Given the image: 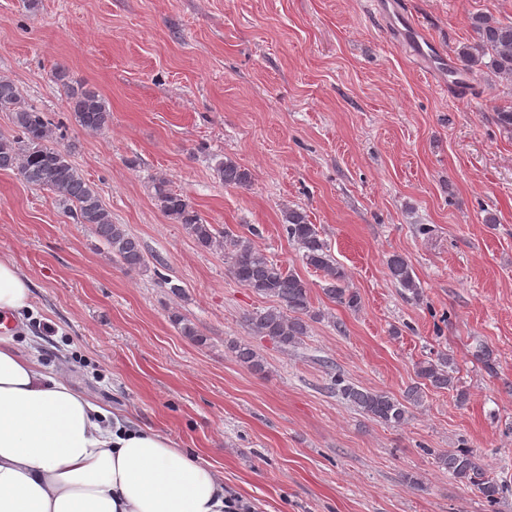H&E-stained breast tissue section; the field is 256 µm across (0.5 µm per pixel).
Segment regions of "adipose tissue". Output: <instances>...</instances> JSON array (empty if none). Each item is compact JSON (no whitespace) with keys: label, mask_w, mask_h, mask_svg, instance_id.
<instances>
[{"label":"adipose tissue","mask_w":512,"mask_h":512,"mask_svg":"<svg viewBox=\"0 0 512 512\" xmlns=\"http://www.w3.org/2000/svg\"><path fill=\"white\" fill-rule=\"evenodd\" d=\"M31 282L0 258V316ZM0 512H224V477L76 391L0 336Z\"/></svg>","instance_id":"1"}]
</instances>
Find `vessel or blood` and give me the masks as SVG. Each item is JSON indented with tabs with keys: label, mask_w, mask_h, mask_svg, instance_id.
Returning <instances> with one entry per match:
<instances>
[{
	"label": "vessel or blood",
	"mask_w": 512,
	"mask_h": 512,
	"mask_svg": "<svg viewBox=\"0 0 512 512\" xmlns=\"http://www.w3.org/2000/svg\"><path fill=\"white\" fill-rule=\"evenodd\" d=\"M370 3L378 8L383 4H390L393 16L400 23L396 33L400 40L410 47L413 56L429 63L431 73L436 74L438 78L447 79L448 88L457 99L463 100L469 97L470 82L468 78L457 67L446 65L445 61H433L430 42L422 37L420 29L409 20L402 0H370Z\"/></svg>",
	"instance_id": "1"
}]
</instances>
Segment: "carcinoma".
<instances>
[{"instance_id": "cac0c4a2", "label": "carcinoma", "mask_w": 512, "mask_h": 512, "mask_svg": "<svg viewBox=\"0 0 512 512\" xmlns=\"http://www.w3.org/2000/svg\"><path fill=\"white\" fill-rule=\"evenodd\" d=\"M476 41L458 52L460 69L472 72L486 68L499 78L512 82V21L476 13L471 16ZM54 79L64 90L68 111L85 131L102 133L112 122V112L99 92L82 83H72L64 66L55 69ZM0 112H8L12 133L0 134V169H13L30 185L45 189L52 198L68 207L76 223L84 225L112 254V260L133 269L145 265L140 242L121 224L112 221L97 190L87 182L70 160V155L56 145L57 129L46 113L28 106L19 87L0 77ZM226 186L243 187L251 182V173L231 158L216 168ZM153 198L160 210L183 226L197 244L206 249L219 248L233 278L254 293L268 298L274 305L257 311L247 318L254 335L267 338L283 349L300 343L308 334L309 323L322 317L311 302V287L307 280L271 260L251 238L220 231L206 223L188 198L174 191L164 178L153 182ZM284 231L289 240L302 251V262L322 273L323 291L331 302L349 310L360 305L359 293L350 286L349 277L333 258L326 243L320 239L316 226L306 213L290 208L286 213ZM390 277L413 293L418 287L407 260L392 254L386 260ZM174 324L181 334L203 346L208 338L200 335L196 326L185 316L174 313ZM235 357L255 372L265 369V362L249 343L233 345ZM417 385L411 387L401 401L387 392L359 388L341 376L331 380V387L369 418L387 425L400 426L409 418V405L423 399V387L456 392L461 405L468 394L457 389L452 373V360L441 356L416 365ZM440 466L457 481L472 486L489 505L497 503L500 484L485 475L477 459L468 450L459 449L438 457Z\"/></svg>"}]
</instances>
